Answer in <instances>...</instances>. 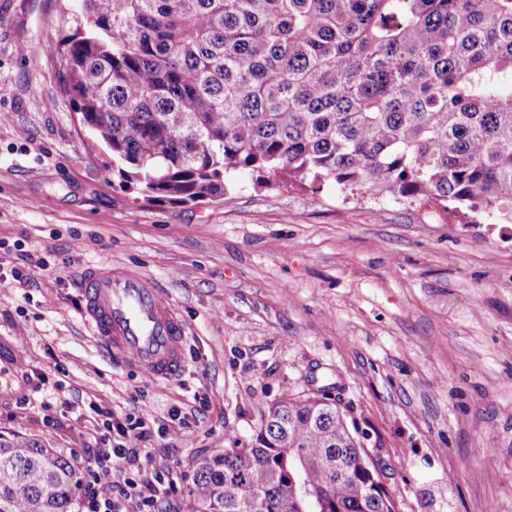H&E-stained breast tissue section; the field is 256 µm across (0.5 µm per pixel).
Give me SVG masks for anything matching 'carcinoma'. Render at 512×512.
<instances>
[{
  "instance_id": "obj_1",
  "label": "carcinoma",
  "mask_w": 512,
  "mask_h": 512,
  "mask_svg": "<svg viewBox=\"0 0 512 512\" xmlns=\"http://www.w3.org/2000/svg\"><path fill=\"white\" fill-rule=\"evenodd\" d=\"M62 90L147 201L226 175L452 201L512 223V0H81ZM322 396L259 410L195 466L186 512H397ZM70 459L0 438V512H77Z\"/></svg>"
}]
</instances>
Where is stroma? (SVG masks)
Returning a JSON list of instances; mask_svg holds the SVG:
<instances>
[{"mask_svg":"<svg viewBox=\"0 0 512 512\" xmlns=\"http://www.w3.org/2000/svg\"><path fill=\"white\" fill-rule=\"evenodd\" d=\"M80 0H0V435L75 460L80 492L101 438L92 404L162 424L151 438L184 512L198 458L262 407L327 394L365 437L398 512H512V224L335 182L258 188L228 202H148L113 178L108 149L60 81ZM110 266L151 281L187 326L169 382L115 366L81 315V280ZM63 384L30 397L14 364Z\"/></svg>","mask_w":512,"mask_h":512,"instance_id":"stroma-1","label":"stroma"}]
</instances>
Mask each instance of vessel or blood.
<instances>
[{
	"instance_id": "obj_1",
	"label": "vessel or blood",
	"mask_w": 512,
	"mask_h": 512,
	"mask_svg": "<svg viewBox=\"0 0 512 512\" xmlns=\"http://www.w3.org/2000/svg\"><path fill=\"white\" fill-rule=\"evenodd\" d=\"M83 301L85 318L114 362L157 380L181 371L187 328L149 280L98 269L83 280Z\"/></svg>"
}]
</instances>
